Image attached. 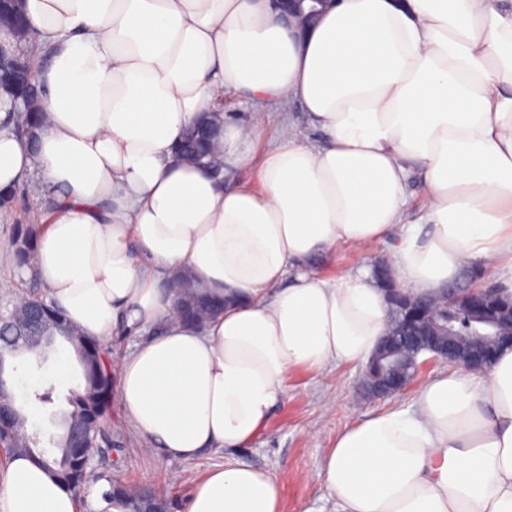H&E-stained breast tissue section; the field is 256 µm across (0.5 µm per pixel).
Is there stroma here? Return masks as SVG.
<instances>
[{
    "mask_svg": "<svg viewBox=\"0 0 512 512\" xmlns=\"http://www.w3.org/2000/svg\"><path fill=\"white\" fill-rule=\"evenodd\" d=\"M225 111L261 125L264 137L254 150L249 166L236 170L232 186L260 190L259 165L262 156L278 138L283 121H291L301 139L311 136L304 123L303 110L292 103L278 112L245 97H228ZM52 213L48 197L19 190L8 205L0 207V307L29 286L28 273L15 262L14 227L18 224H44ZM392 242H380L359 251L340 246L320 260L317 270L328 277L344 275L372 263L388 259ZM59 357L37 363L23 361L16 378V394L29 416L28 428L38 431L41 448L51 446L58 431L56 420L65 408L68 390L80 382V369L72 349L59 344ZM444 363L424 368L403 393L383 398H364L359 390L363 369L355 364L324 371L295 369L288 378L285 400L275 406L265 428L249 443L232 450L215 448L199 458L183 461L146 451V443L134 429L120 402L110 410L113 449L109 457L96 461L95 469L114 479L163 492L170 500L169 512H181L193 484L213 466L234 459L266 469L275 478L281 497V512H335L333 500L322 490L315 475L333 446L337 435L353 422L394 407H410L422 387L436 374L447 371ZM54 387L55 402L47 407L34 405V390Z\"/></svg>",
    "mask_w": 512,
    "mask_h": 512,
    "instance_id": "1",
    "label": "stroma"
}]
</instances>
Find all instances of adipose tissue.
I'll return each mask as SVG.
<instances>
[{"label": "adipose tissue", "instance_id": "obj_1", "mask_svg": "<svg viewBox=\"0 0 512 512\" xmlns=\"http://www.w3.org/2000/svg\"><path fill=\"white\" fill-rule=\"evenodd\" d=\"M50 62L38 148L0 128V190L57 196L35 268L85 335L154 333L117 364L119 399L151 451L189 461L264 427L297 367L368 361L386 295L364 269L321 276L340 245L391 238L415 296L463 265L512 281V0H336L305 34L271 0H25ZM295 102L320 141L283 123L261 191L182 161L184 132L224 97ZM224 161L249 164L263 130L223 116ZM427 189L404 220L406 186ZM189 268L224 308L182 323L166 280ZM317 479L336 512H512V347L489 372L453 370L413 408L348 426ZM0 512H79L30 458L0 461ZM184 512H280L268 471L236 460Z\"/></svg>", "mask_w": 512, "mask_h": 512}]
</instances>
